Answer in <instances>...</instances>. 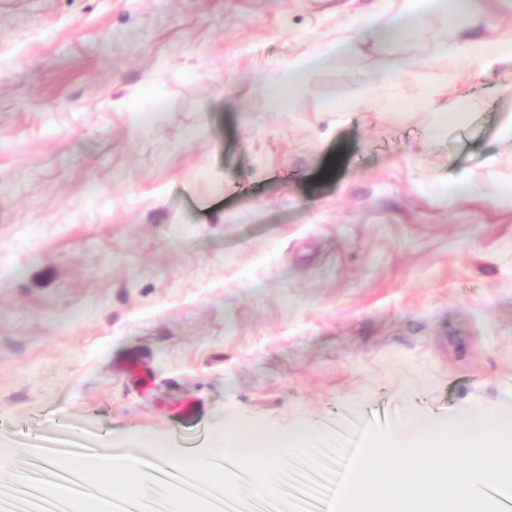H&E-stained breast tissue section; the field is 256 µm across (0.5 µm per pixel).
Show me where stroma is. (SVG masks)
<instances>
[{
	"label": "stroma",
	"mask_w": 512,
	"mask_h": 512,
	"mask_svg": "<svg viewBox=\"0 0 512 512\" xmlns=\"http://www.w3.org/2000/svg\"><path fill=\"white\" fill-rule=\"evenodd\" d=\"M374 2L0 0V488L51 449L207 451L228 417L512 419V60L449 81L437 19L287 111L257 81ZM359 80L388 111H326ZM436 88L465 115L440 131ZM461 175L476 196L440 193Z\"/></svg>",
	"instance_id": "1"
}]
</instances>
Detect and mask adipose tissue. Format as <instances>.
Segmentation results:
<instances>
[{
	"label": "adipose tissue",
	"instance_id": "1",
	"mask_svg": "<svg viewBox=\"0 0 512 512\" xmlns=\"http://www.w3.org/2000/svg\"><path fill=\"white\" fill-rule=\"evenodd\" d=\"M468 8L467 0H379L375 11L354 16L347 36L315 43L306 52L290 58L283 68L261 73L258 81L265 88L270 105L283 108L287 97L300 87L303 77L320 60L344 56L360 42L385 47L422 33L433 20L456 19ZM434 52L447 60L448 75L455 80L462 75L461 64L482 73L503 59H512V40L444 33L437 37ZM97 460L100 476L111 482L115 495H127L131 477L140 468V456L115 457L105 450Z\"/></svg>",
	"mask_w": 512,
	"mask_h": 512
}]
</instances>
